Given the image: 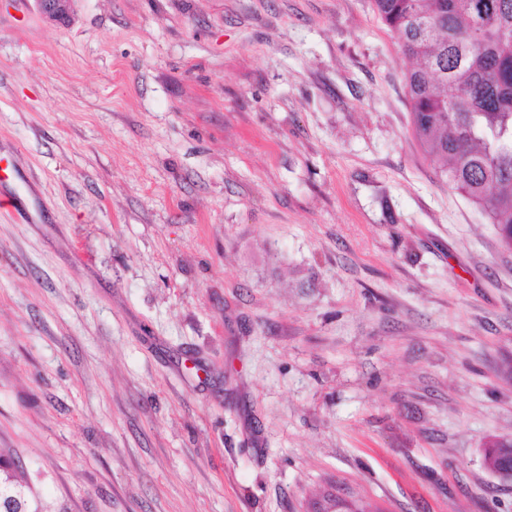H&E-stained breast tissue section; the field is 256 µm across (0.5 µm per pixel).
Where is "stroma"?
Here are the masks:
<instances>
[{"mask_svg": "<svg viewBox=\"0 0 512 512\" xmlns=\"http://www.w3.org/2000/svg\"><path fill=\"white\" fill-rule=\"evenodd\" d=\"M371 0H0V454L45 512H512V249Z\"/></svg>", "mask_w": 512, "mask_h": 512, "instance_id": "1", "label": "stroma"}]
</instances>
